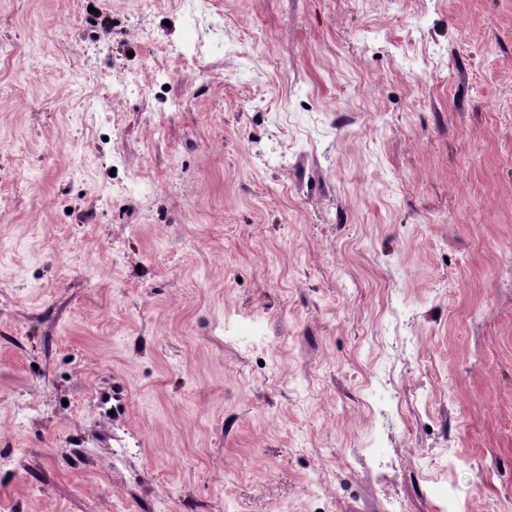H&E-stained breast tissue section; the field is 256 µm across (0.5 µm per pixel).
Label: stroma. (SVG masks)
I'll list each match as a JSON object with an SVG mask.
<instances>
[{
  "label": "stroma",
  "instance_id": "obj_1",
  "mask_svg": "<svg viewBox=\"0 0 512 512\" xmlns=\"http://www.w3.org/2000/svg\"><path fill=\"white\" fill-rule=\"evenodd\" d=\"M447 499L512 512V0H0V512Z\"/></svg>",
  "mask_w": 512,
  "mask_h": 512
}]
</instances>
